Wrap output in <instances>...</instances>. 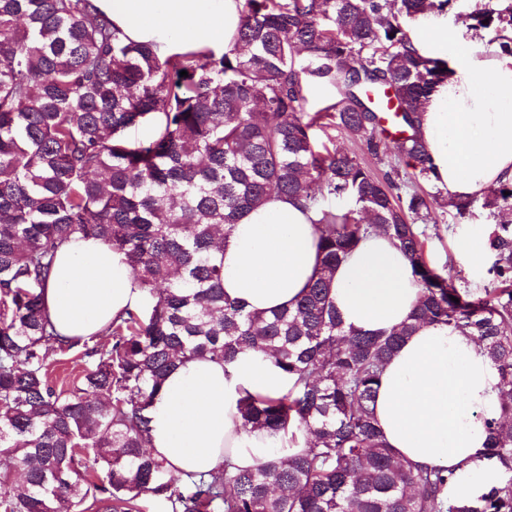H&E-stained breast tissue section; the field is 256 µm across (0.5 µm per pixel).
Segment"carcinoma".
<instances>
[{"mask_svg": "<svg viewBox=\"0 0 512 512\" xmlns=\"http://www.w3.org/2000/svg\"><path fill=\"white\" fill-rule=\"evenodd\" d=\"M450 3L241 0L234 45L160 55L95 0H0V512H139L144 496L168 512H512V224L487 236L481 292L430 266L419 229L437 206L511 211L512 184L480 199L401 196L398 166L380 179L314 136L326 117L380 159L385 94L395 155L429 178L420 108L447 65L415 53L408 24ZM468 18L512 55V0ZM318 88L334 97L311 116ZM145 124L150 137L125 139ZM272 191L316 210L319 272L294 307L266 315L225 297L216 251ZM376 229L422 294L411 322L373 336L344 327L331 289ZM75 236L124 254L147 294L106 345L60 338L45 313L56 251ZM424 322L473 336L498 374L497 413L482 418L494 476L471 498L444 495L454 471L397 458L374 422L384 364ZM73 349L85 367L58 387L46 359ZM206 355L269 361L290 388L239 400L242 430L265 439L253 468L175 482L148 450L147 412L177 361Z\"/></svg>", "mask_w": 512, "mask_h": 512, "instance_id": "carcinoma-1", "label": "carcinoma"}]
</instances>
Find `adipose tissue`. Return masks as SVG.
Returning a JSON list of instances; mask_svg holds the SVG:
<instances>
[{"label":"adipose tissue","instance_id":"1","mask_svg":"<svg viewBox=\"0 0 512 512\" xmlns=\"http://www.w3.org/2000/svg\"><path fill=\"white\" fill-rule=\"evenodd\" d=\"M241 0H97L128 37L159 51L200 41L231 46ZM412 47L446 63L447 78L422 107L421 133L433 180L454 198L481 195L512 181V55L474 38L467 24L440 12L410 22ZM304 202L271 194L224 240V292L247 310L290 307L317 269L314 222ZM421 288L406 257L373 234L337 267L332 299L345 327L376 334L398 329L413 314ZM46 313L65 339L86 340L142 306L124 254L102 241L76 238L61 246L43 290ZM496 369L467 333L423 323L388 359L373 404L383 441L400 459L456 473L454 498L480 490L477 469L489 443L483 417L494 416ZM288 380L249 356L233 364L187 358L167 377L149 409V449L169 474H209L255 465L261 433L238 432L246 394L276 396Z\"/></svg>","mask_w":512,"mask_h":512}]
</instances>
